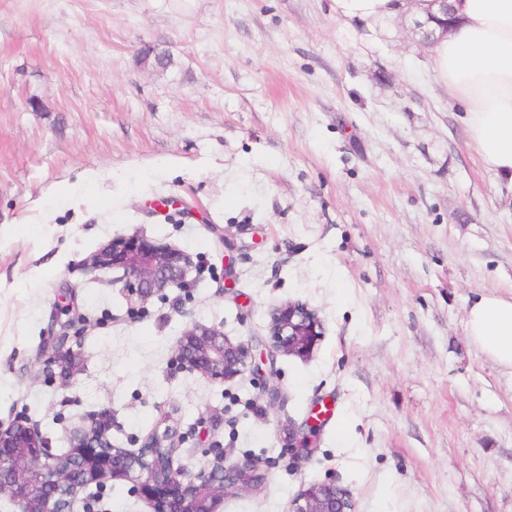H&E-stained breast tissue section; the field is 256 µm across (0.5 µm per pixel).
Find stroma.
<instances>
[{"instance_id":"stroma-1","label":"stroma","mask_w":512,"mask_h":512,"mask_svg":"<svg viewBox=\"0 0 512 512\" xmlns=\"http://www.w3.org/2000/svg\"><path fill=\"white\" fill-rule=\"evenodd\" d=\"M133 234L194 262L137 310L87 263ZM488 295L512 297V193L410 17L0 0V424L61 455L105 412L122 448L169 428L190 468L251 458L264 480L224 512H289L328 479L356 512H512V371L467 334ZM67 298L86 317L68 374L47 365ZM289 302L321 320L309 359L225 383L177 363L195 322L265 350ZM318 403L314 446L289 447ZM93 512L151 508L118 479Z\"/></svg>"}]
</instances>
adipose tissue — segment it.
Instances as JSON below:
<instances>
[{
  "label": "adipose tissue",
  "instance_id": "1",
  "mask_svg": "<svg viewBox=\"0 0 512 512\" xmlns=\"http://www.w3.org/2000/svg\"><path fill=\"white\" fill-rule=\"evenodd\" d=\"M454 22L431 48L439 81L464 114L468 144L512 191V0H450ZM337 16L377 20L437 11L436 0H333ZM469 338L512 368V300L485 296L467 313Z\"/></svg>",
  "mask_w": 512,
  "mask_h": 512
}]
</instances>
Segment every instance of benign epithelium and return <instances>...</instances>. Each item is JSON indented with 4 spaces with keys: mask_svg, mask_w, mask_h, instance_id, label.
<instances>
[{
    "mask_svg": "<svg viewBox=\"0 0 512 512\" xmlns=\"http://www.w3.org/2000/svg\"><path fill=\"white\" fill-rule=\"evenodd\" d=\"M441 19L412 20L421 42L435 35L432 21L446 31L450 24L448 0H435ZM99 268L122 270L117 279L136 302H145L167 288L183 286L193 265L189 254L132 235L111 240L89 258ZM74 320L59 324L53 336L55 362L65 367L75 353L68 343L74 339ZM321 323L315 311L302 303H288L270 315V348L288 356L307 358L320 341ZM176 358L186 369L212 380L228 382L255 365L252 347L234 342L215 326L193 324L179 338ZM110 418L101 413L72 432L69 450L63 455L49 452L45 439L25 420L0 425V495L5 493L18 512H73L77 496L84 501L100 496L110 480L133 482V491L147 501L151 512H223L224 497L245 492L263 480L249 459L229 461L218 452L193 471L176 459L180 440L167 430L153 434L140 448H118L109 438ZM290 512H355L352 498L329 480L301 490Z\"/></svg>",
    "mask_w": 512,
    "mask_h": 512,
    "instance_id": "1",
    "label": "benign epithelium"
}]
</instances>
